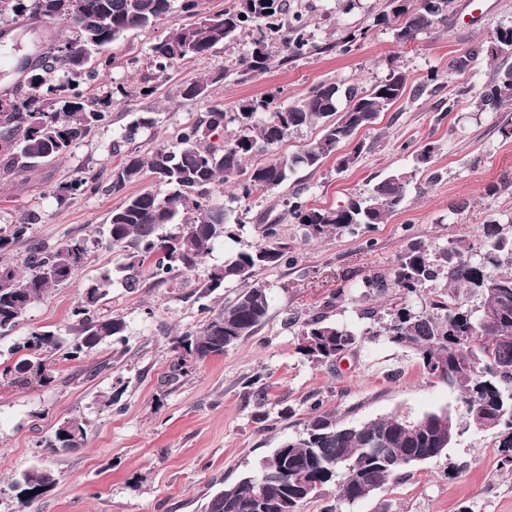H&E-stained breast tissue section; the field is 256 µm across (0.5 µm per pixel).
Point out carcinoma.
Returning <instances> with one entry per match:
<instances>
[{
    "label": "carcinoma",
    "mask_w": 512,
    "mask_h": 512,
    "mask_svg": "<svg viewBox=\"0 0 512 512\" xmlns=\"http://www.w3.org/2000/svg\"><path fill=\"white\" fill-rule=\"evenodd\" d=\"M450 0H388L389 11L380 23L393 26L398 43L407 44L418 35L448 19ZM173 0H0V18L30 14L65 24L70 35L50 44L32 64L30 79L21 98L0 113V171L22 173L46 162L63 158L73 145L108 123L102 101L89 98L85 86L100 82L112 64L106 54L113 42L132 30L154 27L171 11ZM303 14L288 13L286 0H232L224 12L204 20L171 28L150 47V63L160 74L177 63L202 59L218 46L241 34L251 36L248 53L241 59L240 75H255L269 68L272 49L285 59L307 55L320 46L310 40ZM490 47L493 58L504 57L512 48V27L496 31ZM229 76V70L178 85L176 94L185 101L207 97L210 85ZM406 76L397 69L369 90L354 84L324 83L301 102L281 107L276 97L266 95L239 103L235 112L212 105L197 121L181 127L176 142L160 144L147 155L130 147L141 130L152 129V112H139L126 132L112 142V152L123 161L112 169L111 189L121 193L147 170L169 193L160 196L144 190L125 197L112 209L108 242L123 251L119 271L123 287L134 290L146 279L164 282L176 273L194 271L224 239H234L243 228L230 221V210L211 203L221 181L233 182L235 199L282 185L297 168L316 169L336 154L339 146L374 124L406 92ZM512 102V65L497 69L489 83L473 97L478 112L497 110ZM236 124L238 131L221 140L211 134ZM303 127L318 130V139L290 157L246 167L252 155L281 144ZM412 175L393 174L376 183L369 194H355L340 208L320 207L299 195L286 199L288 214L303 225L307 236L318 238L330 232L353 233L387 222L404 200ZM96 190L93 179L78 176L59 188L60 202L83 197ZM38 216L28 212L0 234V251L30 238ZM88 240L71 238L53 247L26 251L17 265L0 264V329H11L23 320L29 308L49 289L69 281L84 263ZM294 262L280 225L263 224L261 239L213 268L199 298L219 292L227 282L243 289L235 301L214 311L201 304L207 319L199 331L178 337L174 351L184 350L199 361L220 356L251 336L265 319L269 300L266 288L254 280L268 266ZM448 283L447 297L432 302L435 312L415 313L407 307L387 312L380 335L410 348L421 357L429 373L445 365L444 382L457 395L460 414L457 430L481 429L484 419L499 421L497 444L501 466L512 468V235L497 220L482 225L479 244L468 253L444 249L434 254L422 245L405 252L393 273V281L409 295L439 278ZM113 283L112 270H103L89 284L74 310L75 336L65 341L52 330L30 333L16 342L11 354L16 362L3 375L11 383L44 384L50 380L47 356L61 351L75 359L100 343L124 336L125 321L97 315L96 307ZM362 295H382L388 290L386 276L364 277ZM477 296L482 306L475 311L468 299ZM491 322L481 325L482 312ZM299 353L310 361L332 365L350 350L360 333L349 326L312 317L302 323ZM510 337L509 341L502 337ZM313 417L306 429L290 437L264 457L258 467L233 484L207 497L204 512H298L310 499L303 486H336L342 499L354 503L382 490L391 479L404 478L411 460H429L450 447L434 420L442 412H427L416 420L386 415L360 424L336 420L335 412L320 402L311 406ZM86 424L73 418L61 424L45 442L54 453L80 448L86 441ZM377 438L390 450L396 465L387 466L369 452ZM56 481L44 467L18 473L11 487L17 499L30 504ZM267 491L258 496V485Z\"/></svg>",
    "instance_id": "cac0c4a2"
}]
</instances>
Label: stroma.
<instances>
[{"label": "stroma", "mask_w": 512, "mask_h": 512, "mask_svg": "<svg viewBox=\"0 0 512 512\" xmlns=\"http://www.w3.org/2000/svg\"><path fill=\"white\" fill-rule=\"evenodd\" d=\"M289 12H308L309 31L320 52L282 62L273 55L264 74L237 76L213 84L207 99L188 102L176 95L180 82L237 68L247 38L229 40L202 60L177 64L161 75L149 66L150 46L171 28L185 24L179 10L154 28L127 33L114 42L105 83L123 84L129 97L108 106L110 123L78 142L63 159L24 174H0V231L24 212L37 214L31 238L49 246L77 237L89 241L82 268L66 284L50 289L16 327L0 332V372L15 361L10 348L30 332L51 329L73 334L72 312L85 287L104 268H116L119 250L109 246L104 224L122 196L112 193V170L121 162L112 151L135 113L153 112L155 128L140 132L133 146L147 153L171 143L179 129L209 105L234 111L238 102L277 93L290 106L320 84L341 82L370 89L391 69L407 77L408 87L427 85L420 97L405 96L377 123L360 130L363 151L355 164L338 169L335 158L314 170L297 169L279 188L236 200L232 187L217 185L212 202L229 206L244 224L238 240L225 241L194 272L129 290L113 284L98 312L126 323L122 341L103 342L89 355L64 359L54 354L50 384L10 385L0 380V512H202L217 487L253 471L273 448L298 432L310 405L322 401L346 423L396 414L410 420L424 413L456 410V396L430 375L412 349L376 333V322L360 312L384 305V298H359L363 276L387 273L409 246L430 249L475 244L487 221L512 222V104L478 112L472 96L493 76L498 60L486 52L499 28L512 25V0H452L447 22L410 44L394 41L378 23L387 0H287ZM365 28L366 37L350 53L326 50L348 31ZM62 22L28 16L0 21V99L19 90L23 76L17 58L64 35ZM478 56L461 73L452 62L468 50ZM155 93L135 96L143 80ZM455 100L448 116L443 102ZM355 141V142H356ZM430 162L418 166L424 145ZM394 171L412 173L401 206L370 236L328 234L310 239L290 217L284 201L300 194L317 206L337 207L370 190ZM95 178V193L58 203L56 191L77 176ZM278 220L296 262L261 271L268 293L265 322L224 355L205 361L185 356L181 371L172 350L177 337L200 330L206 316L198 296L213 267L259 239L261 224ZM322 315L357 329L359 342L335 366L311 362L298 351L300 323ZM296 324H286V317ZM261 379L268 401L258 404L253 379ZM87 421L86 443L53 453L43 441L63 422ZM492 432L469 430L446 455L414 466L410 477L390 482L383 492L346 504L335 488L305 502L299 512H512V470L502 468ZM35 465L49 467L55 484L33 505L19 502L9 487L13 474Z\"/></svg>", "instance_id": "stroma-1"}]
</instances>
